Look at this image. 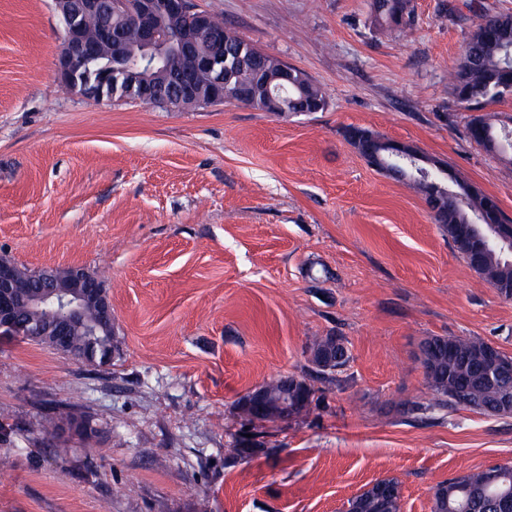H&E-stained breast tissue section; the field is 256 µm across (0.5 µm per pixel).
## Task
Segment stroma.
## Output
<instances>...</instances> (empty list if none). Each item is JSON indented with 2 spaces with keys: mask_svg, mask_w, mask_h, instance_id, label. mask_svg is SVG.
<instances>
[{
  "mask_svg": "<svg viewBox=\"0 0 512 512\" xmlns=\"http://www.w3.org/2000/svg\"><path fill=\"white\" fill-rule=\"evenodd\" d=\"M193 2L304 72L323 110L93 103L53 80L52 0H0V257L105 271L120 345L99 366L0 334V512H345L382 478L400 512H432L438 484L512 462V416H407L428 394L420 344L512 357V299L345 130L420 150L512 219V162L470 141L448 84L512 0H411L404 26L371 0ZM328 335L350 355L329 377L308 352ZM287 374L314 387L309 412L240 414ZM54 408L91 435H43ZM346 138L369 164L379 170L386 171L385 165H380L376 158V154L380 151L381 138L371 131L359 127H350L346 131ZM368 150H371V152L369 153Z\"/></svg>",
  "mask_w": 512,
  "mask_h": 512,
  "instance_id": "stroma-1",
  "label": "stroma"
}]
</instances>
